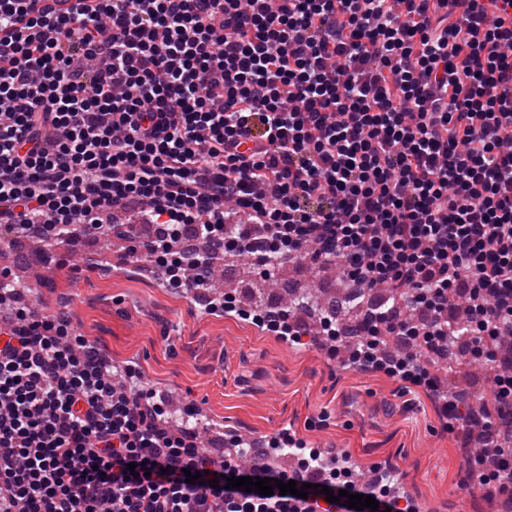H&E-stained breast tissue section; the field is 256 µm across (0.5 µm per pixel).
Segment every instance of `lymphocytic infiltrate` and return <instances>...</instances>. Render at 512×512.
Segmentation results:
<instances>
[{"mask_svg": "<svg viewBox=\"0 0 512 512\" xmlns=\"http://www.w3.org/2000/svg\"><path fill=\"white\" fill-rule=\"evenodd\" d=\"M129 210L125 236L156 225L144 249L169 288L208 292L214 259L247 252L266 279L304 259L378 292L356 344L338 346L330 314L313 345L434 397L443 431L493 458L460 489L512 512L496 429L512 427V357L495 350L512 337V0H0V250L104 235ZM205 311L309 333L261 299ZM453 350L491 363L498 415L441 393L421 355ZM141 379L66 311L0 319V512H352L319 484L421 512L392 475L361 482L289 429L269 446L291 470L217 462L163 427L162 397L128 393ZM231 475L313 489L265 496Z\"/></svg>", "mask_w": 512, "mask_h": 512, "instance_id": "f902f5d3", "label": "lymphocytic infiltrate"}]
</instances>
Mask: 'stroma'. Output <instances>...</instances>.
Wrapping results in <instances>:
<instances>
[{"label": "stroma", "mask_w": 512, "mask_h": 512, "mask_svg": "<svg viewBox=\"0 0 512 512\" xmlns=\"http://www.w3.org/2000/svg\"><path fill=\"white\" fill-rule=\"evenodd\" d=\"M79 241L83 261L67 257L35 302L52 311L67 303L73 328L113 362H135L147 388L181 397L213 427L210 447H223L228 430L268 437L289 427L311 447L348 453L360 471L384 466L427 512H494L482 491L458 489L467 447L441 433L424 392L404 406L399 380L335 369L326 351L293 347L233 313H202L180 291L102 255L96 231L82 229ZM431 368L494 404L491 367L436 359Z\"/></svg>", "instance_id": "stroma-1"}]
</instances>
